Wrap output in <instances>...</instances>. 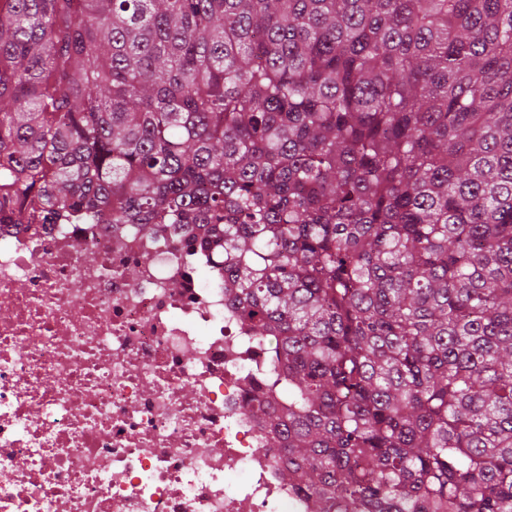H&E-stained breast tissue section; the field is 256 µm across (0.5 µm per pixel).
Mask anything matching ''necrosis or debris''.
<instances>
[{"label":"necrosis or debris","mask_w":512,"mask_h":512,"mask_svg":"<svg viewBox=\"0 0 512 512\" xmlns=\"http://www.w3.org/2000/svg\"><path fill=\"white\" fill-rule=\"evenodd\" d=\"M191 236L0 224V512H308L252 404L265 352Z\"/></svg>","instance_id":"necrosis-or-debris-1"}]
</instances>
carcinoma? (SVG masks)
<instances>
[{
  "label": "carcinoma",
  "mask_w": 512,
  "mask_h": 512,
  "mask_svg": "<svg viewBox=\"0 0 512 512\" xmlns=\"http://www.w3.org/2000/svg\"><path fill=\"white\" fill-rule=\"evenodd\" d=\"M0 213L199 225L308 512H512V0H0Z\"/></svg>",
  "instance_id": "1"
}]
</instances>
